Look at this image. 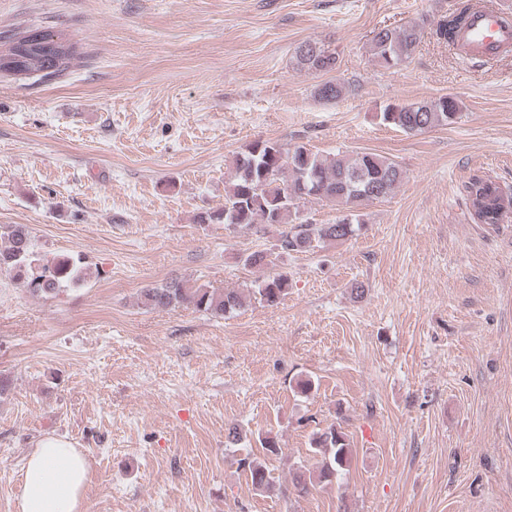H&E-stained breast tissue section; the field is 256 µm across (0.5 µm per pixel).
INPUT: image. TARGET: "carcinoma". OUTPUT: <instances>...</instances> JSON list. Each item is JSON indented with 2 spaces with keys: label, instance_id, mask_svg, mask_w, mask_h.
<instances>
[{
  "label": "carcinoma",
  "instance_id": "1",
  "mask_svg": "<svg viewBox=\"0 0 512 512\" xmlns=\"http://www.w3.org/2000/svg\"><path fill=\"white\" fill-rule=\"evenodd\" d=\"M483 8L479 0H456L448 16L435 29L437 39L448 46L461 48L459 32L471 17ZM33 28L0 34V61L9 55L22 58L24 71L38 78L54 80L64 76L79 57L77 46L58 33L41 31L42 40H28ZM423 38L422 28L415 23L384 26L373 31L368 51L380 67L391 70L408 62ZM296 66L315 74L327 75L339 69V55L325 43L313 39L302 42L295 51ZM352 91L351 85L339 78L324 80L314 87V96L335 102ZM461 110L459 98L453 94L409 104H388L379 119L407 134H420L455 121ZM405 172L395 161L369 152L354 156L337 153L323 157L304 144L285 149L277 143L255 140L233 160V170L224 188V207L213 215L222 224L249 227L253 224H289L279 239L284 251H306L327 242L345 241L365 224L361 214H349L332 224H310L299 220L300 204L309 199L355 205L362 199L378 200L390 196L404 179ZM471 218L476 224H497L512 213V188L490 176H475L466 185ZM0 246V273L24 278L32 293L53 296L64 282L77 279L80 267L72 256L57 257L42 263L36 254V243L29 229L21 224L4 233ZM288 289V276L278 274L266 278L250 291L187 288L177 280L145 289L143 304L153 308L192 307L211 317L244 308L251 297L259 295L269 306L278 304ZM314 453L321 456L318 466H301L293 472L292 486L297 495L309 493L320 484H330L350 467L353 448L348 436L334 426L312 439ZM247 469L252 486L258 491L273 488L265 462L250 457L240 459Z\"/></svg>",
  "mask_w": 512,
  "mask_h": 512
}]
</instances>
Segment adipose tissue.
<instances>
[{
  "label": "adipose tissue",
  "mask_w": 512,
  "mask_h": 512,
  "mask_svg": "<svg viewBox=\"0 0 512 512\" xmlns=\"http://www.w3.org/2000/svg\"><path fill=\"white\" fill-rule=\"evenodd\" d=\"M91 460L69 439L46 436L22 464L16 512H82Z\"/></svg>",
  "instance_id": "ef3b65f1"
}]
</instances>
